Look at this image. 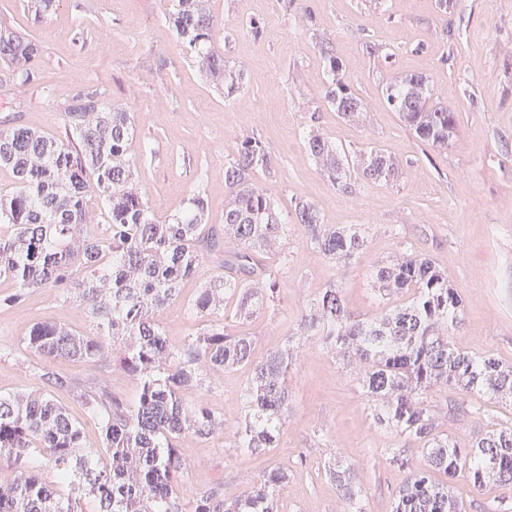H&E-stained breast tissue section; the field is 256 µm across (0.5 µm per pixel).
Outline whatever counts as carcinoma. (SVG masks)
Segmentation results:
<instances>
[{
	"mask_svg": "<svg viewBox=\"0 0 512 512\" xmlns=\"http://www.w3.org/2000/svg\"><path fill=\"white\" fill-rule=\"evenodd\" d=\"M165 13L197 59L206 83L221 90L229 83L224 57L211 46L214 19L209 0H169ZM40 44L27 32L0 27V60L22 86L35 79ZM325 59L332 79L326 101L346 122L363 110L361 98L341 80V60ZM389 106L421 141L448 148L457 128L456 113L434 98L429 80L403 74L385 87ZM66 137L17 126L0 129V169L13 186L0 191V278L13 292L0 306L22 307L36 288H53L64 302H77L93 331L81 334L52 320L32 325L27 348L46 362L37 387L0 394V461L16 469L0 482V512H84L91 498L96 512H183V462L177 443L191 436L206 441L224 433V415L205 400L211 371H243L238 400L243 416L224 439V452L262 453L278 447L288 422L302 341L316 340L356 372L375 422L412 448H387L389 464L403 473L394 512H464L463 501L438 483L434 473L452 478L468 470L473 484L488 495L484 512H512L494 492L512 484V428H493L474 442H461L439 430L430 392L452 386L465 394L512 402V364L475 356L454 347L462 300L435 262L412 248L369 272L379 300L376 313L349 310L343 282L328 284L288 331L283 344L263 358L254 356L251 336L236 327L280 303L288 259L267 263L264 254L285 249L284 224L268 189L252 172L270 164L261 142L246 139L227 166L230 199L224 207V240L234 252L203 281L187 301L199 328L180 345L164 335L156 313L182 298L184 284L197 277L204 253L221 241H204L206 203L193 193L185 210L168 222L150 213L135 186L139 160L147 148L136 141L130 113L107 102L95 86L78 90L64 107ZM308 155L343 192L353 191L350 163L320 135L306 141ZM393 156L375 149L359 164L362 179L381 182L395 173ZM101 199L94 223L87 222L89 191ZM295 223L324 257L351 264L366 246L360 224L322 222L305 200L294 206ZM219 312L224 317L212 319ZM112 358L136 382L132 395L112 394L98 377L70 379L48 363L79 359L93 367ZM69 390L97 425L103 455L92 450L83 424L55 401ZM196 392L193 401L184 394ZM422 456L414 463L411 451ZM49 456L53 479L38 462ZM276 462L253 477L249 491L226 497L208 491L193 497L192 512H281L278 492L294 468ZM325 476L336 485L349 512H364L353 464L331 465Z\"/></svg>",
	"mask_w": 512,
	"mask_h": 512,
	"instance_id": "obj_1",
	"label": "carcinoma"
}]
</instances>
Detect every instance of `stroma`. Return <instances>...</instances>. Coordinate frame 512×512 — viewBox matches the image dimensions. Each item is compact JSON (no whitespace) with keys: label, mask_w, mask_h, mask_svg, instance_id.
Masks as SVG:
<instances>
[{"label":"stroma","mask_w":512,"mask_h":512,"mask_svg":"<svg viewBox=\"0 0 512 512\" xmlns=\"http://www.w3.org/2000/svg\"><path fill=\"white\" fill-rule=\"evenodd\" d=\"M213 46L239 72L233 88L203 83L198 63L161 13L159 0H56L34 18L27 0H0V21L26 28L43 50L39 84H0V128L63 132L62 109L80 86L105 89L108 101L132 112L138 140L151 151L138 171L143 199L158 221L181 213L194 190L208 202L209 221L224 225L229 192L224 170L246 138L270 158L254 180L268 188L290 224L288 273L276 312L247 322L256 356L278 347L298 315L333 280L344 282L357 314L373 312L372 266L409 244L429 255L463 299L453 342L465 352L512 363V0H209ZM343 63V79L362 99L356 122L325 99V53ZM421 73L435 97L456 112L448 148L418 140L387 105L393 77ZM315 133L348 157L382 149L398 160L383 183L357 181L353 192L332 186L308 157ZM313 202L327 224H365L367 249L351 265L325 259L293 225L297 199ZM50 319L81 332L92 325L75 303L38 288L20 309L0 307V393L35 388L41 358L25 347L31 326ZM54 369L75 378L101 376L111 391L131 395L135 382L109 367L60 359ZM227 429L242 410L235 395L242 373L211 372ZM231 402H224V395ZM444 430L481 438L492 426L512 427V404L490 403L439 388L432 395ZM324 437H315V430ZM374 424L349 369L318 343L302 345L292 415L272 453L229 455L220 439H181L185 482L193 492L248 490L274 460L306 453V469L279 492L282 512H344L325 464L353 462L366 512H392L403 475L384 451L399 447Z\"/></svg>","instance_id":"obj_1"}]
</instances>
